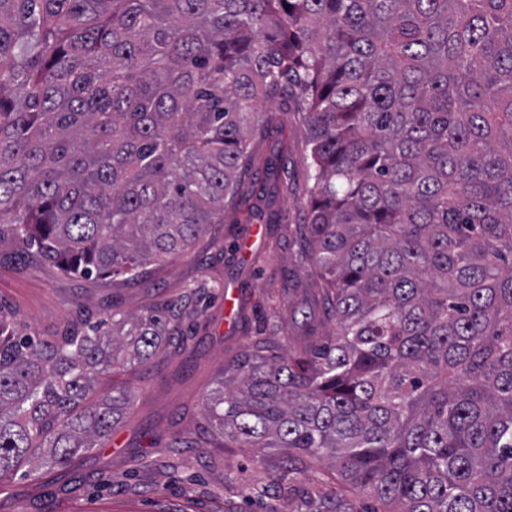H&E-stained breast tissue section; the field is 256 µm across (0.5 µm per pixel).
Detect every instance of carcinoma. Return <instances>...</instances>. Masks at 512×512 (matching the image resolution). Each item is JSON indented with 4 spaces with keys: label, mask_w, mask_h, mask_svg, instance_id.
Listing matches in <instances>:
<instances>
[{
    "label": "carcinoma",
    "mask_w": 512,
    "mask_h": 512,
    "mask_svg": "<svg viewBox=\"0 0 512 512\" xmlns=\"http://www.w3.org/2000/svg\"><path fill=\"white\" fill-rule=\"evenodd\" d=\"M278 97L332 328L232 356L207 417L332 469L290 512H512V0H0V250L146 281L223 226ZM205 288L51 336L0 308V483L101 450Z\"/></svg>",
    "instance_id": "carcinoma-1"
}]
</instances>
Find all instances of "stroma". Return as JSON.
Wrapping results in <instances>:
<instances>
[{
	"instance_id": "1",
	"label": "stroma",
	"mask_w": 512,
	"mask_h": 512,
	"mask_svg": "<svg viewBox=\"0 0 512 512\" xmlns=\"http://www.w3.org/2000/svg\"><path fill=\"white\" fill-rule=\"evenodd\" d=\"M271 109L282 126L251 143L253 191L237 210L225 211L223 243L170 258L157 277L162 294L173 299L199 281L220 280L202 302L194 352L141 368L132 416L101 452L74 463L76 479L50 475L1 485L0 512H257L256 493L282 470L281 459L270 450L259 457L250 448L224 447L203 400L225 360L253 339L278 340L281 325L301 339L308 324L324 319L308 301L304 286L315 271L297 263L292 234L305 221L304 129L286 99L274 100ZM148 300L141 284L112 287L48 265L23 267L10 252L0 253V305L42 336L70 321L77 305L95 314L110 307L131 312ZM176 436L201 445L169 461ZM146 453L155 464L139 468Z\"/></svg>"
}]
</instances>
